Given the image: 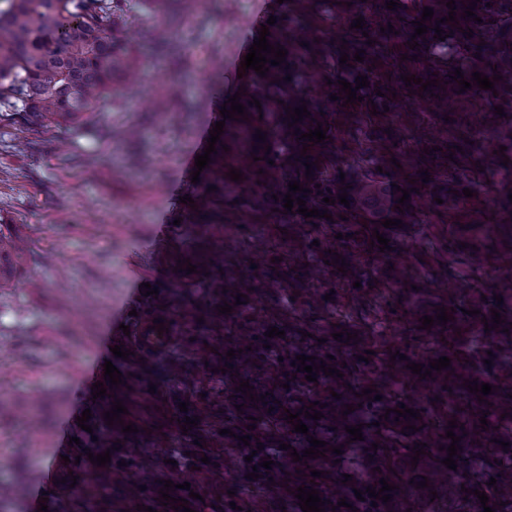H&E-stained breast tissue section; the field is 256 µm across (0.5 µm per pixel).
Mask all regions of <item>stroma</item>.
Returning a JSON list of instances; mask_svg holds the SVG:
<instances>
[{
    "instance_id": "35a3bbf8",
    "label": "stroma",
    "mask_w": 512,
    "mask_h": 512,
    "mask_svg": "<svg viewBox=\"0 0 512 512\" xmlns=\"http://www.w3.org/2000/svg\"><path fill=\"white\" fill-rule=\"evenodd\" d=\"M128 2L122 34L142 71L135 89L117 82L75 125L27 123L0 108V230L24 246L14 280L0 288V512H83L92 463L71 465L69 440L82 412L100 407L92 386L103 380L104 362L137 376L129 400L160 406L180 392L179 383L153 382L144 361L112 349L137 317L201 297L195 274L174 277L169 265L198 234L182 198L196 189L195 158L222 105L246 84L241 51L283 10L278 0H223L181 19L185 50L175 66L139 0ZM215 60L221 69H212ZM173 86L178 103L147 111L145 99ZM149 285L157 294L146 295ZM201 455L184 440L150 453L157 478L176 482L174 496L192 512H224L232 502L252 512L232 470L202 473Z\"/></svg>"
}]
</instances>
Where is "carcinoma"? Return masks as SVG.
I'll return each mask as SVG.
<instances>
[{"instance_id":"1","label":"carcinoma","mask_w":512,"mask_h":512,"mask_svg":"<svg viewBox=\"0 0 512 512\" xmlns=\"http://www.w3.org/2000/svg\"><path fill=\"white\" fill-rule=\"evenodd\" d=\"M350 2L348 19L339 28L336 0H293L285 18L269 27L268 42L287 49L285 61L269 67L264 77L253 74L240 98L245 117L224 127L222 145L211 156L210 176L194 199L201 219L198 228L204 234L186 257L205 274L202 287L207 303L200 306L190 301L171 318L172 335L181 337L179 357L173 364L154 366L156 378L176 380L191 391L197 386L195 365L200 358H206L212 369L229 364L226 375L247 374L256 400H249L251 394L229 389L224 392V411L207 416L192 403L182 412L177 401L164 417L139 408L133 414L145 424L142 440L147 445L169 444L168 421L174 419L182 426L187 416H197L199 421L184 438H200L207 448H242L238 437L250 436L255 456L250 462L239 460L234 474L242 480L253 471L259 474L247 481L257 493L256 512H264L267 504L287 494H297L299 486L319 491L326 501L325 512H406L407 502L416 504L418 512H437L431 508L434 491L440 497L465 502L468 512H484L475 490L486 493L487 506L495 512H512V397H507L512 394V201L508 199L512 188L504 191L503 218L493 226L485 224L481 209L463 202V189L473 190L512 169V121L506 123L495 113L500 105L512 116V0H480L473 10L482 19L480 23L462 17L471 0H455L452 24L441 22L449 16L448 0H411L410 9L397 11L386 8L388 0ZM178 3L179 13L170 19L172 23L204 11L208 0ZM426 6L434 15L425 22L427 33L416 37L418 47L411 49L407 41ZM126 13L127 0H7V7L0 10V106L47 124L83 121L112 92V84L138 78L131 50L117 37ZM356 15L365 19L361 30L351 27ZM390 24L398 34L381 32L380 27ZM437 26L448 38H434ZM464 29L473 30V36L462 33ZM369 38L374 44H366ZM305 42L309 46H303ZM359 50L363 51L362 62L354 60ZM344 53L349 55V64L342 66ZM404 54L408 56L405 61L401 60ZM457 68L471 83L464 92L459 81L451 79ZM367 71L375 75V81L356 88V77ZM474 72L489 78L497 74L502 79L494 82V89L483 90L472 81ZM403 75L436 79L439 84L425 90L416 84L408 87ZM311 77L319 101L307 107L310 116L290 127L288 115L305 102L306 82ZM341 79L350 82L364 100L346 102L338 85ZM334 93L335 101L329 99ZM416 98L425 103L423 110L401 108ZM253 99L261 107L249 104ZM375 110L379 115H372ZM446 115L453 121L444 120ZM319 122L326 139L306 148L307 159L302 155L304 141L294 131L307 133ZM258 129L266 141L255 139ZM502 146L506 150H500ZM426 148L430 153L424 152ZM394 159L400 166L392 163ZM505 159L509 160L506 166ZM305 161L314 163L309 176ZM233 168L243 173L237 183L227 176ZM421 169L428 171L429 182H422ZM412 179L416 180L413 185ZM293 181L310 192H296L292 198L305 200L310 210H328L333 220L306 218L297 213L296 203L292 210L285 209V194ZM344 181L350 184L344 190L348 207L338 202ZM210 186L217 190H208ZM400 187H415L419 192H411L410 200L400 206ZM325 197L335 203H325ZM437 197L443 203H436ZM393 218L402 220L405 230L421 228L428 247L413 249L390 236L381 222ZM270 222L288 251H272L269 242L259 236L244 237L241 247L258 265L249 272L240 267L237 254L224 250L222 239L210 235L229 224ZM460 223L465 234L458 239L448 237V227ZM376 230L393 247L387 256L392 270L375 265L380 255V243L372 238ZM339 233L351 238H335ZM315 240L319 245H313ZM464 243L469 247H462ZM337 253L348 263L344 274L338 271L341 264L332 262ZM278 256L282 261L272 262ZM20 259L13 241L0 231V287L12 281ZM488 266L497 268L499 275L483 284L476 274ZM356 281L361 287H353ZM332 289L343 292L353 312L347 327L357 334V348L351 352L341 351L331 339L336 332L331 315L340 296L335 293L324 300ZM239 293L262 300L261 314L218 313L217 306ZM495 295L502 296L504 303L497 304ZM387 307L407 319L409 328L405 335L380 346L372 339L371 316ZM440 307L454 320L436 323L429 331L420 328L419 318L436 316ZM464 308L480 314L469 316L462 312ZM495 310L503 323L487 332L484 322L492 321ZM273 326L285 331V338L265 336ZM304 332L311 336H302ZM472 337L480 338V344L465 354L452 349L454 343ZM320 338L326 342L319 343ZM420 340L433 342L432 358L446 356L451 365L440 371L430 369V361L414 352ZM231 349L232 359L226 357ZM367 350L375 351L369 362L358 360ZM396 352L407 359L391 360ZM298 355L312 356L314 360L305 364L336 368L343 377L321 371L317 381H308L306 373L297 371ZM487 358L492 365L484 364ZM409 363L423 365L432 376L419 378L406 368ZM473 380L491 384L492 393L477 400V394L467 388ZM285 382L290 388H283ZM368 388L372 393L362 394ZM333 391L341 398L332 397ZM262 395L265 399L258 400ZM377 395L382 400H376ZM315 401L319 402L315 409L324 418L308 419L302 414L299 419L309 433L294 431L285 410L292 414L307 411ZM350 404L352 412L342 415ZM403 404L421 417H397ZM388 408L393 412L386 413ZM483 415L486 426L480 423ZM453 419L457 420L453 433L461 438V450L453 456L455 471L441 463L448 457L451 439L446 431ZM360 423L364 424L363 440L354 441L345 427ZM412 425L419 431L410 429ZM221 429L233 435H221ZM121 434L122 426L115 420L111 426L81 432L80 442L84 449H110ZM313 437L326 442L325 456L289 460L290 452L301 454L310 448ZM502 441L511 446L501 447ZM259 442L264 449H257ZM419 443L425 444L424 454L414 467L413 447ZM281 444L291 448L283 450ZM340 445L343 454L332 453ZM268 448L275 449L278 461H288L285 479L271 482L268 470L259 466ZM338 458L341 462L334 463ZM313 470L324 475L314 478ZM345 474L351 478L343 484ZM425 477L428 486L416 488ZM492 477L496 479L493 486L489 485ZM382 478L396 489L389 492V502L379 500L374 507L366 488H382ZM411 480L415 484H409ZM356 488L364 500L356 498ZM342 498L352 508L338 505ZM86 505L89 512H112V471L103 474Z\"/></svg>"}]
</instances>
